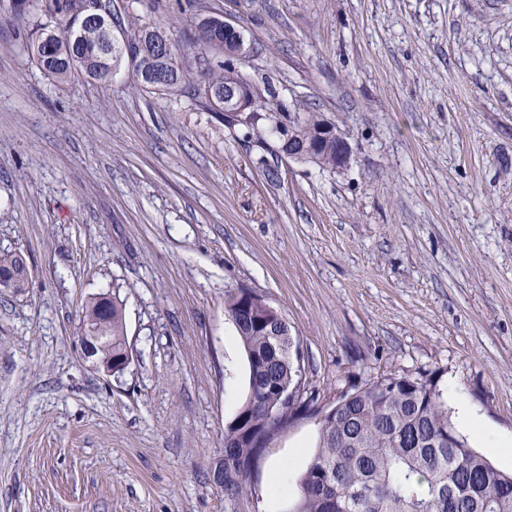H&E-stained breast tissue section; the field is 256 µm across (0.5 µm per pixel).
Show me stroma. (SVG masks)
I'll list each match as a JSON object with an SVG mask.
<instances>
[{
	"instance_id": "obj_1",
	"label": "stroma",
	"mask_w": 512,
	"mask_h": 512,
	"mask_svg": "<svg viewBox=\"0 0 512 512\" xmlns=\"http://www.w3.org/2000/svg\"><path fill=\"white\" fill-rule=\"evenodd\" d=\"M112 29L176 45L187 92L127 70L59 83L0 18V512H224L211 475L247 364L224 312L248 287L286 317L317 406L388 372L434 374L512 437V0H204L244 38L232 67L282 112L347 133L344 170L277 160L189 93L184 0H111ZM278 176L269 179L267 167ZM119 289L133 360H83L82 308ZM319 420L259 462L287 512ZM24 260V257L18 253H0L1 276L7 275L10 278L14 277L13 288H24V285L21 284L19 278H17L22 272Z\"/></svg>"
}]
</instances>
